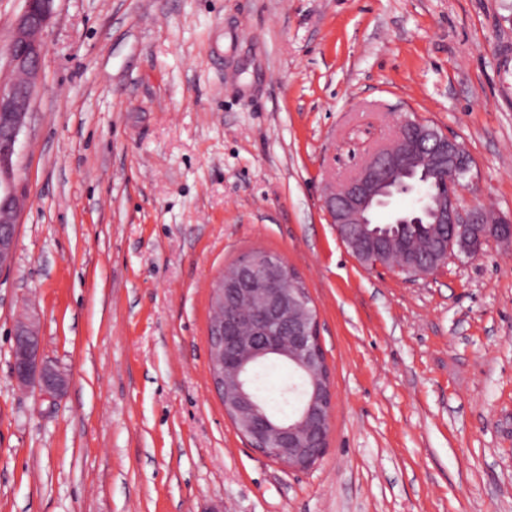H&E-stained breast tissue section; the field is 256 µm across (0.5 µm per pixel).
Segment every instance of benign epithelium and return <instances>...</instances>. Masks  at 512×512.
I'll use <instances>...</instances> for the list:
<instances>
[{
	"label": "benign epithelium",
	"mask_w": 512,
	"mask_h": 512,
	"mask_svg": "<svg viewBox=\"0 0 512 512\" xmlns=\"http://www.w3.org/2000/svg\"><path fill=\"white\" fill-rule=\"evenodd\" d=\"M55 0H26L16 18L7 48L8 66L15 78L0 82V270L12 265L16 224L25 190L16 171L17 144L30 114L46 45L42 34L53 15ZM473 159L457 138L424 122L399 113L392 143L372 153L339 188L324 199L330 223L346 247L380 244L369 224L419 222L427 193L421 183L407 186L411 204L392 207L388 188L401 177L421 172L440 187L435 199V223L455 230L449 245L457 254L478 256L489 240H512V217L487 223L479 206L462 209L459 204ZM372 269L403 267L391 264L389 254L375 251L362 259ZM294 275L288 261L268 255L246 254L217 278L211 303L224 308V319L209 325V374L225 413L251 447L290 470L312 468L324 455L330 437V416L335 399L330 369L321 343L317 315L306 306L301 289L285 288L284 274ZM13 376L21 384L36 382L47 394L57 395L66 382L41 359L39 337L21 324L14 335ZM270 357L293 364L297 380L283 389L298 399L296 413L277 418L258 404L255 376Z\"/></svg>",
	"instance_id": "benign-epithelium-1"
}]
</instances>
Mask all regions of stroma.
Segmentation results:
<instances>
[{"instance_id":"obj_1","label":"stroma","mask_w":512,"mask_h":512,"mask_svg":"<svg viewBox=\"0 0 512 512\" xmlns=\"http://www.w3.org/2000/svg\"><path fill=\"white\" fill-rule=\"evenodd\" d=\"M0 273V512H512V242L363 266L323 206L406 113L512 215V0H56ZM255 249L318 311L326 453L250 448L208 371L211 284ZM68 378L12 374L18 322Z\"/></svg>"}]
</instances>
